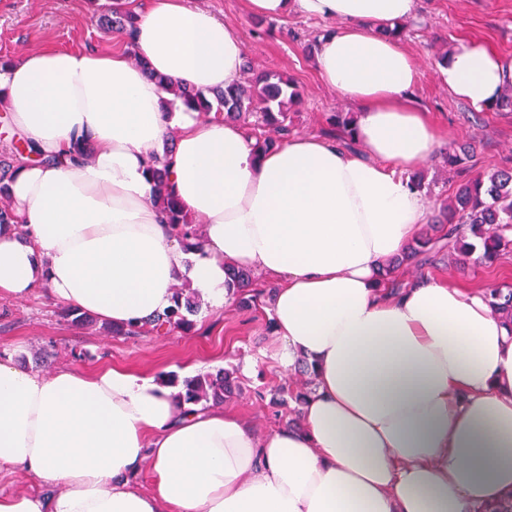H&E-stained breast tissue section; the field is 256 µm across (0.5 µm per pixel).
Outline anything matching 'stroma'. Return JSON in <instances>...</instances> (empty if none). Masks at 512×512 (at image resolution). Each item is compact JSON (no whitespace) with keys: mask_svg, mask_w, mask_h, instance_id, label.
<instances>
[{"mask_svg":"<svg viewBox=\"0 0 512 512\" xmlns=\"http://www.w3.org/2000/svg\"><path fill=\"white\" fill-rule=\"evenodd\" d=\"M230 22L241 38L245 56L255 69L286 74L302 94L291 112L294 135L333 137L331 113L351 111L349 102L325 88L315 72L313 55L324 22L295 13L284 20L249 16L242 0H192ZM112 0H0V62L18 58L31 48L64 50L111 49L114 33L98 18ZM461 39L485 43L512 62V0H418V15L401 41L419 69L414 90L417 104L436 126L444 151L466 146L470 158L464 172L444 168L441 156L421 167L432 185L430 215H438L457 186L501 167H512V112L475 111L457 101L438 77L441 55ZM447 240L438 238L422 264L402 266L398 281L430 276L463 288L512 286V250L490 266L460 267ZM270 308L262 304L225 310L194 320L191 332L113 336L102 330L73 325L64 305L39 293L27 300L0 297V349L29 365L38 350L54 353L55 364L91 369L120 364L157 369L179 377L252 363L242 379V391L225 405L265 432L287 422V409H275L264 393L288 382L290 367L275 353L267 329Z\"/></svg>","mask_w":512,"mask_h":512,"instance_id":"35a3bbf8","label":"stroma"}]
</instances>
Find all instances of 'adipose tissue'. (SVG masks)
<instances>
[{"mask_svg": "<svg viewBox=\"0 0 512 512\" xmlns=\"http://www.w3.org/2000/svg\"><path fill=\"white\" fill-rule=\"evenodd\" d=\"M254 17L327 21L321 82L355 107V148L315 135L267 151L240 124L170 103L154 81L219 89L240 75L233 27L188 0L138 10L121 48L33 49L0 69V112L47 157L19 162L16 223L0 229V297L43 292L117 326L172 307L187 284L215 310L226 268L278 283L281 362L315 373L302 424L259 434L221 405L180 401L155 372L67 365L48 373L0 353V473L35 491L0 512H482L512 501V327L483 289L378 283L428 217L406 171L437 130L395 23L417 0H243ZM449 92L492 108L512 62L461 40L438 64ZM201 224L177 237L148 168ZM150 468L154 484L135 478Z\"/></svg>", "mask_w": 512, "mask_h": 512, "instance_id": "adipose-tissue-1", "label": "adipose tissue"}]
</instances>
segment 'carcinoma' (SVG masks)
Returning <instances> with one entry per match:
<instances>
[{
  "instance_id": "cac0c4a2",
  "label": "carcinoma",
  "mask_w": 512,
  "mask_h": 512,
  "mask_svg": "<svg viewBox=\"0 0 512 512\" xmlns=\"http://www.w3.org/2000/svg\"><path fill=\"white\" fill-rule=\"evenodd\" d=\"M111 14L112 17L107 22L119 30H125L134 23L133 14L116 6L112 7ZM243 72L249 74V77L238 78L222 89L201 90L185 87L174 90V94L187 107L198 112L215 111L224 114L226 119L248 122L257 148L268 149L275 143L267 135L268 131L283 136L288 134L290 110L298 104L300 93L293 81L282 73L257 71L249 63L245 64ZM353 121L354 114L351 112H338L330 117L331 124L350 142L353 141ZM21 159L48 162V159L31 149L25 140L12 141L0 148V225L13 223L7 181L14 164ZM152 177L157 187L154 202L165 210L168 223L181 235H189L192 232V220L173 196L163 193L167 179L166 169H152ZM442 213L447 224L428 225V232L418 236L403 256L387 263V288L390 292L395 293L401 288L392 279L394 271L402 265L411 264L419 255L427 252L433 242L432 231L436 229L448 239V246L461 255L470 257L475 251H480L478 260L481 262H492L512 247V169H496L484 177L459 184L450 203L442 208ZM229 276L236 287V300L242 306H249L262 297H272L270 291L250 292L254 274L249 270L231 269ZM485 294L491 311L512 324V288H487ZM198 311L199 305L192 294L178 288L174 307L157 316L152 323L156 330L166 328L186 332L192 327L189 316ZM297 370L302 379L278 387L273 396L275 404H294L290 409L291 418L288 419V425L294 427L300 425V406L314 387L309 368L300 364ZM166 379L172 385L181 386L183 398L193 403L222 404L239 390L235 370L228 368L183 379L175 374H168Z\"/></svg>"
}]
</instances>
